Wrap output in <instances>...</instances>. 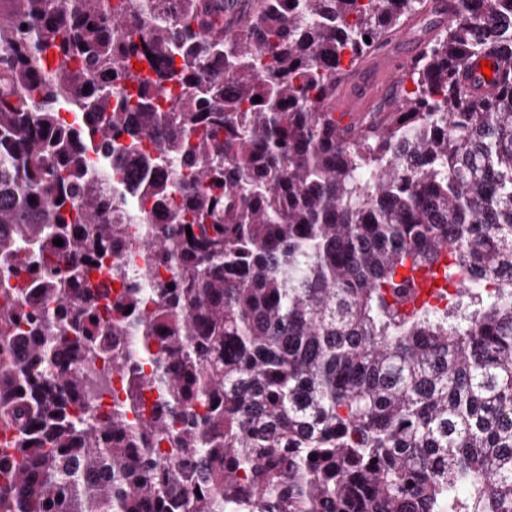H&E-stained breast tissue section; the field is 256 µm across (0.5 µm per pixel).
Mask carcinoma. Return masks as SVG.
Segmentation results:
<instances>
[{"mask_svg":"<svg viewBox=\"0 0 512 512\" xmlns=\"http://www.w3.org/2000/svg\"><path fill=\"white\" fill-rule=\"evenodd\" d=\"M6 2L0 512H512V84L456 80L512 58V0H458L401 104L341 138L319 111L340 64L422 0ZM97 145L183 169L128 203L176 193L179 223L148 225L141 287L103 307V253L132 237ZM432 270L444 306L406 307ZM129 335L101 414L85 366ZM480 62L467 64L459 74L458 88L468 97H489L503 84L512 83V60H499L491 65V79L482 74ZM123 386V379L119 374H114L110 378V391L100 394L95 391L90 395L91 404L99 412H112V403L116 394H120ZM123 396L122 393L120 394Z\"/></svg>","mask_w":512,"mask_h":512,"instance_id":"obj_1","label":"carcinoma"}]
</instances>
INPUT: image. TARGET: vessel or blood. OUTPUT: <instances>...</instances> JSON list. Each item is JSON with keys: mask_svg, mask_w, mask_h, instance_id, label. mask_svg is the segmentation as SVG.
<instances>
[{"mask_svg": "<svg viewBox=\"0 0 512 512\" xmlns=\"http://www.w3.org/2000/svg\"><path fill=\"white\" fill-rule=\"evenodd\" d=\"M421 53V47L411 41L407 28H400L371 61L346 67L335 92L324 104L325 111L335 113L345 122L356 120L377 100L391 95ZM508 83H512L510 59L498 61L487 75L479 64L466 65L458 77L459 90L475 98L494 95L500 86Z\"/></svg>", "mask_w": 512, "mask_h": 512, "instance_id": "b4317fda", "label": "vessel or blood"}]
</instances>
